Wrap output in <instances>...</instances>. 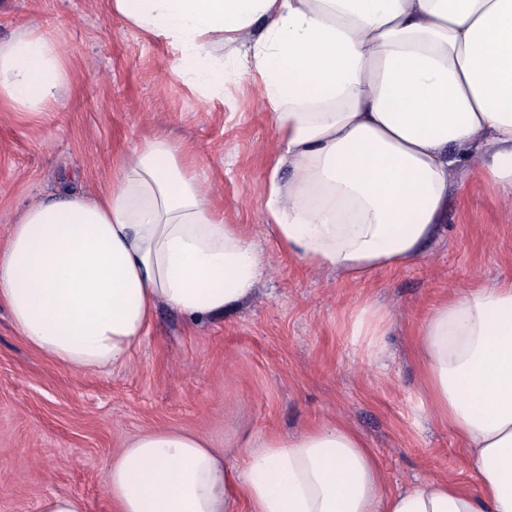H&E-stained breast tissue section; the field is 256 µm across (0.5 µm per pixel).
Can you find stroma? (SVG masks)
Wrapping results in <instances>:
<instances>
[{
    "label": "stroma",
    "mask_w": 512,
    "mask_h": 512,
    "mask_svg": "<svg viewBox=\"0 0 512 512\" xmlns=\"http://www.w3.org/2000/svg\"><path fill=\"white\" fill-rule=\"evenodd\" d=\"M26 27L61 44L70 82L62 106L46 112L0 104V243L62 181L103 191L137 139L162 132L188 149L265 272L248 299L196 325L158 307L128 366L115 370L76 372L44 358L0 304V512H37L50 491L108 512L105 461L161 428L203 435L237 469L249 443L340 420L376 451L386 490L430 478L473 487L467 448L424 410L413 339L450 294L512 278V205L476 165L454 175L416 260L344 281L289 258L269 231L264 186L279 134L246 76L228 75L220 98L186 83L172 69L178 49L110 16L106 0H0V41ZM368 303L390 314L376 359L354 333Z\"/></svg>",
    "instance_id": "stroma-1"
}]
</instances>
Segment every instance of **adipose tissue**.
Here are the masks:
<instances>
[{"mask_svg":"<svg viewBox=\"0 0 512 512\" xmlns=\"http://www.w3.org/2000/svg\"><path fill=\"white\" fill-rule=\"evenodd\" d=\"M175 44L172 68L223 94L229 54L254 79L288 181L270 176L281 250L362 281L414 261L455 168L512 200V0H109ZM263 24L258 39L250 33ZM65 52L25 28L0 41V103L59 105ZM168 137L139 141L104 192L30 205L0 246V303L24 342L79 372L126 365L158 306L190 322L250 297L259 251ZM428 410L470 450L475 490L386 491L363 438L335 424L264 438L229 468L201 434L152 429L104 466L112 512H512V279L430 309L416 334Z\"/></svg>","mask_w":512,"mask_h":512,"instance_id":"1","label":"adipose tissue"}]
</instances>
